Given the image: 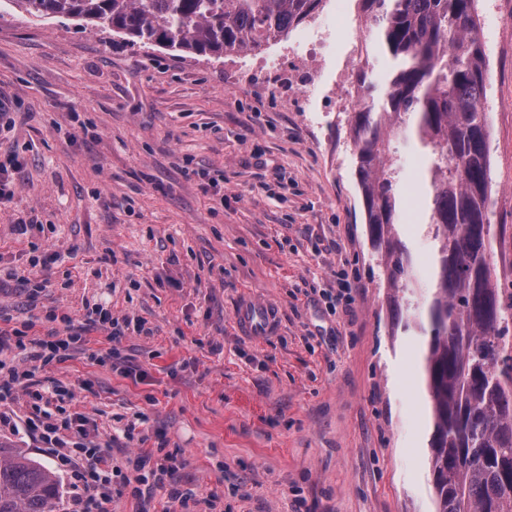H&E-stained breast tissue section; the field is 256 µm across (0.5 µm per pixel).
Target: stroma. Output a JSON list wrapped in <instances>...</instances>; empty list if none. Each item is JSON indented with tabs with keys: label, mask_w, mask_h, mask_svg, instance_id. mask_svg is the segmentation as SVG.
I'll use <instances>...</instances> for the list:
<instances>
[{
	"label": "stroma",
	"mask_w": 512,
	"mask_h": 512,
	"mask_svg": "<svg viewBox=\"0 0 512 512\" xmlns=\"http://www.w3.org/2000/svg\"><path fill=\"white\" fill-rule=\"evenodd\" d=\"M495 67L488 112L497 264L512 261V0H477ZM321 32L317 48L301 44ZM390 61L361 0H324L280 40L194 56L131 44L82 21L23 20L0 0V110L16 125L0 154L24 159L13 203L0 206V316L46 333L47 315L83 323L107 303L140 318L110 341L41 371L74 393L110 442L143 414L177 457L188 504L152 493L157 512H432L426 337L393 325L349 143L350 90ZM398 142L400 236L428 292L433 250L426 186ZM219 184L202 191L200 173ZM39 228L24 236L19 218ZM57 260L36 301L23 283L34 251ZM360 285L350 312L321 292L337 268ZM247 299L273 304L270 336H243ZM118 349L132 375L100 364Z\"/></svg>",
	"instance_id": "1"
}]
</instances>
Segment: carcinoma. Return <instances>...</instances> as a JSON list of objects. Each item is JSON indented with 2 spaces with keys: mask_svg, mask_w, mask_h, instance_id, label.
<instances>
[{
  "mask_svg": "<svg viewBox=\"0 0 512 512\" xmlns=\"http://www.w3.org/2000/svg\"><path fill=\"white\" fill-rule=\"evenodd\" d=\"M26 19L89 20L133 44L221 57L281 39L324 0H9ZM391 61L360 81L350 126L371 244L393 302L426 309L404 320L428 337L424 373L433 433L434 512H512V310L494 286L485 50L475 0H361ZM414 141L429 177L434 287L408 296L412 258L397 231V138ZM58 479L21 448L0 444V512H52Z\"/></svg>",
  "mask_w": 512,
  "mask_h": 512,
  "instance_id": "cac0c4a2",
  "label": "carcinoma"
}]
</instances>
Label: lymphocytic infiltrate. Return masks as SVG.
Listing matches in <instances>:
<instances>
[{
    "mask_svg": "<svg viewBox=\"0 0 512 512\" xmlns=\"http://www.w3.org/2000/svg\"><path fill=\"white\" fill-rule=\"evenodd\" d=\"M61 327H53L45 337L32 338L27 332L0 328V428L16 429L11 414L4 412V404L13 402L17 391H24L30 399L42 400L40 371L53 362L67 359L83 340L86 327L107 328L111 339H118L122 331L113 320L110 310L97 308L94 317L85 325H77L71 317L61 319ZM26 353V368L8 366L6 359L13 350ZM26 429L38 437L45 453L69 465L80 488L70 503L68 512H112V480L121 478L134 495H141L147 484L166 489L170 500L186 502L187 497L174 480L175 458L172 455L137 454L116 459L109 448L95 439L96 427L79 412L55 419L51 415H31Z\"/></svg>",
    "mask_w": 512,
    "mask_h": 512,
    "instance_id": "lymphocytic-infiltrate-1",
    "label": "lymphocytic infiltrate"
}]
</instances>
